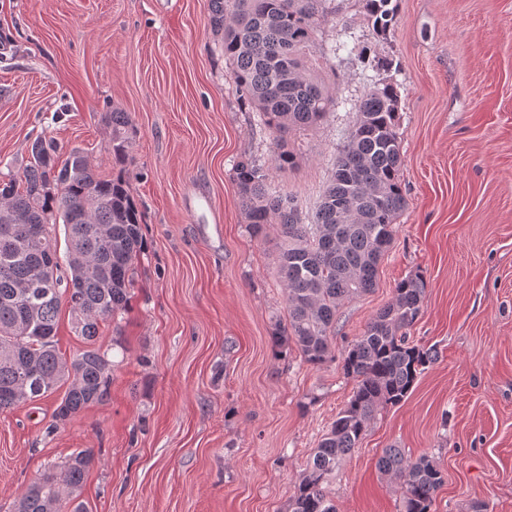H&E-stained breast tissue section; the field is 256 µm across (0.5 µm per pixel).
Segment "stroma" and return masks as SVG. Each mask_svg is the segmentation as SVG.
I'll use <instances>...</instances> for the list:
<instances>
[{"label": "stroma", "mask_w": 512, "mask_h": 512, "mask_svg": "<svg viewBox=\"0 0 512 512\" xmlns=\"http://www.w3.org/2000/svg\"><path fill=\"white\" fill-rule=\"evenodd\" d=\"M393 2L382 40L361 0H327L320 37L352 35L322 65L336 106L289 134L299 164L271 176L310 218L374 81L364 50L395 61L407 205L376 288L340 307L335 348L418 272L411 334L440 357L327 489L337 512H402L377 468L396 446L442 470L430 512H512V0ZM113 111L131 119L122 172ZM39 138L81 149L102 177L124 174L145 247L128 310L97 339L113 362L104 400L61 426V388L0 413V506L88 448L89 512H290L355 383L340 360L314 367L272 348L286 316L278 232L249 236L232 168L244 154L269 162L275 135L240 98L207 0H0V173L20 174Z\"/></svg>", "instance_id": "stroma-1"}]
</instances>
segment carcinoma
I'll use <instances>...</instances> for the list:
<instances>
[{"mask_svg":"<svg viewBox=\"0 0 512 512\" xmlns=\"http://www.w3.org/2000/svg\"><path fill=\"white\" fill-rule=\"evenodd\" d=\"M326 0H208L210 24L240 96L278 133L272 168L295 164L285 135L317 125L336 105L333 90L310 63L313 47L328 58L347 48L340 32L316 43ZM376 37L394 31L392 0H363ZM401 95L387 79L372 85L356 107L347 143L310 223L294 199L269 182V167L254 157L233 168L252 237L277 221V274L285 285L287 317L275 324L273 346L295 349L309 365L332 357L336 312L346 300L376 286L381 258L392 244L406 206L396 132ZM126 112H111L112 154L127 160ZM64 226L66 250L57 255L53 226ZM143 248L140 215L122 176L106 179L73 148L65 159L51 140L32 144L22 175L0 183V412L14 410L68 385L56 424L103 401L112 361L96 346L101 325L128 310L135 261ZM427 282L413 274L398 282L392 300L341 352L342 368L356 380L346 405L322 435L302 473L292 512H336L329 476L365 434L384 406L405 400L423 371L437 360L432 348L408 336L422 315ZM86 344L71 359L56 339L62 303ZM95 464L88 449L34 478L10 512H88L80 489ZM398 480L404 512H430L444 484L423 455L411 461L398 448L378 460Z\"/></svg>","mask_w":512,"mask_h":512,"instance_id":"cac0c4a2","label":"carcinoma"}]
</instances>
